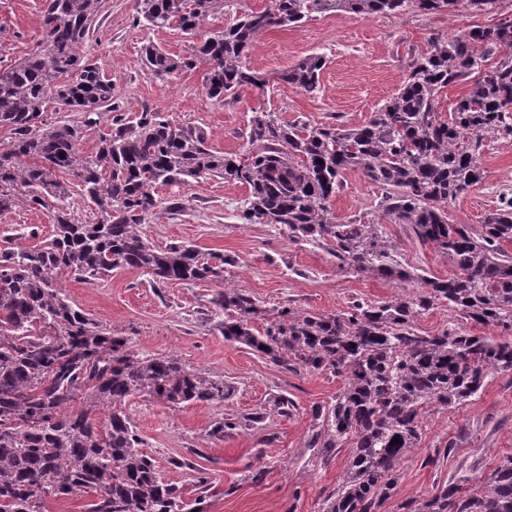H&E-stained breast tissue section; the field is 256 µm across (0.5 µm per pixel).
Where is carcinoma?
Wrapping results in <instances>:
<instances>
[{"label": "carcinoma", "instance_id": "obj_1", "mask_svg": "<svg viewBox=\"0 0 512 512\" xmlns=\"http://www.w3.org/2000/svg\"><path fill=\"white\" fill-rule=\"evenodd\" d=\"M237 2L139 0L136 22L200 39L178 61L148 46L144 65L164 77L204 63L207 93L237 97L268 84L246 63L256 37L314 14L412 8L453 17L468 8L496 22L431 39L398 91L359 126L287 122L254 111L241 150L226 154L198 125L157 112L130 121L115 112L111 132L88 153L84 130L112 104V81L82 52L102 0H46L43 38L0 69V130L9 132L0 142V213L42 207L53 224L39 246L0 248V512H46L48 499L77 491L95 494L86 512H185L181 487L165 481L142 451L126 400L179 408L222 402L227 394L219 375L174 355L137 353L130 338L112 334L68 299L59 286L66 275L94 281L136 269L155 284L211 281L220 291L210 320L225 340L287 371L340 379L332 403L312 409L310 447L354 444L323 512H384L400 480L397 464L419 447L425 410L469 402L490 374L512 371V194H500L481 224H455L448 213L482 182L484 149L512 143V15L502 14V0H270L243 14ZM219 15L231 16L224 29L203 30ZM326 64L325 55L311 54L282 79L317 93ZM456 84L467 91L444 118L439 93ZM52 104L85 113L83 124L46 122ZM350 169L380 188L381 214L344 224L336 222L331 198ZM59 172L69 182L59 181ZM212 176L248 190L242 223L284 231L348 273L418 288H400L380 302L357 299L330 314L259 306L229 284L230 256L206 259L192 246L157 248L144 237L143 225L159 213L158 186ZM72 189L96 205V221H80L65 203ZM384 217L448 260L450 276L405 267ZM439 308L494 327L499 338L455 327L422 331L418 318ZM399 509L512 512V451L499 456L484 482L461 478Z\"/></svg>", "mask_w": 512, "mask_h": 512}]
</instances>
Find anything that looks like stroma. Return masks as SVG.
<instances>
[{
  "label": "stroma",
  "instance_id": "1",
  "mask_svg": "<svg viewBox=\"0 0 512 512\" xmlns=\"http://www.w3.org/2000/svg\"><path fill=\"white\" fill-rule=\"evenodd\" d=\"M44 0H0V68L11 67L32 51L43 35ZM138 0H103L99 19L83 47L111 80L113 104L129 119L156 112L176 123L204 127L213 146L240 151L252 111L274 112L286 121L361 125L393 96L417 52L429 39L445 38L460 27L488 24V17L459 13L451 19L405 11L397 15L317 14L297 27H276L257 36L249 52L251 68L269 74L264 90H249L221 101L208 96L205 65L157 77L141 63L145 46L174 58L188 56L193 39L181 31L136 24ZM313 53L325 54L320 91L309 95L283 81L282 73ZM485 177L458 198L449 213L455 223H481L500 188L512 186V144L485 148ZM162 207L144 225L157 247L181 242L205 253H223L235 264L231 284L263 308L289 305L321 314L347 309L354 300L384 301L396 283L341 271L326 252L301 246L286 233L238 217L244 187L211 178L191 184L162 185ZM380 190L358 171L343 176L332 199L342 221L377 216ZM386 230L400 243L405 264L444 278L448 262L410 239L404 225ZM52 225L46 210L21 206L0 214V247H34ZM62 287L84 313L117 335L129 337L143 355L178 356L186 365L223 376L229 388L220 403L173 408L143 397L126 402L145 447L165 480L182 486L185 501H199L201 512H323L351 455V442L324 450L308 447L311 409L330 404L340 382L317 372H290L245 346L226 341L207 312L216 287L207 281H172L157 286L136 270L86 283L65 277ZM292 402L288 415L274 408L278 396ZM262 414L261 423L209 434L213 424ZM454 450L437 467L425 460L435 448ZM512 450V372L491 375L479 397L459 406L428 412L422 438L399 464L401 480L385 512L399 501L430 493L453 476L483 482L497 458ZM208 478L199 490L196 471ZM263 479H256V472Z\"/></svg>",
  "mask_w": 512,
  "mask_h": 512
}]
</instances>
